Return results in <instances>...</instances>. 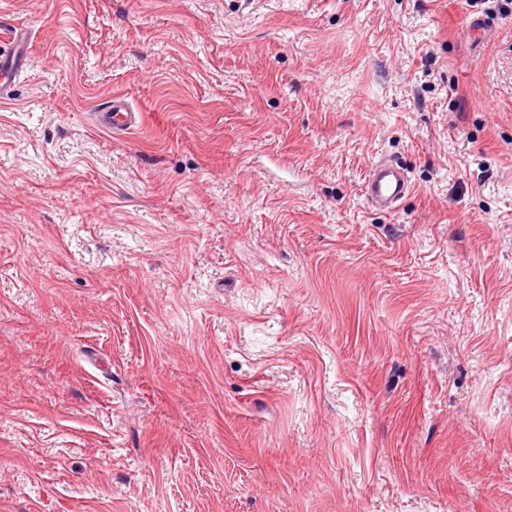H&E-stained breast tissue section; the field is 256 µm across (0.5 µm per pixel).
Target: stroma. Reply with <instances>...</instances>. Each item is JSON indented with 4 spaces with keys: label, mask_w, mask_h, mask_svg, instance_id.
<instances>
[{
    "label": "stroma",
    "mask_w": 512,
    "mask_h": 512,
    "mask_svg": "<svg viewBox=\"0 0 512 512\" xmlns=\"http://www.w3.org/2000/svg\"><path fill=\"white\" fill-rule=\"evenodd\" d=\"M17 28L0 512H512V0H0ZM139 119V112H133L125 100L118 98L112 100V105L105 112L101 124L111 129L112 133H116L135 126ZM404 170L392 160L381 158L371 166L363 186L367 202L373 208L392 212L396 202L409 191Z\"/></svg>",
    "instance_id": "stroma-1"
}]
</instances>
